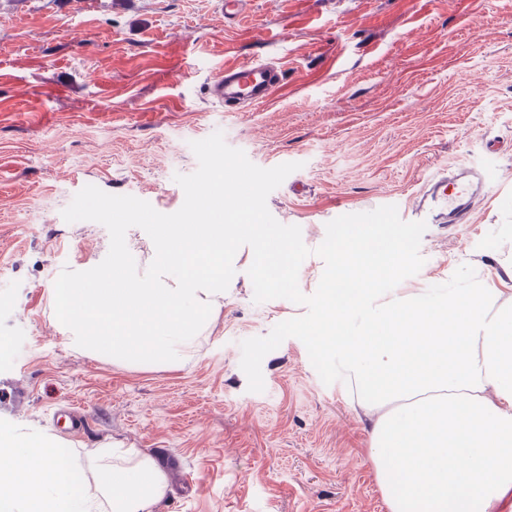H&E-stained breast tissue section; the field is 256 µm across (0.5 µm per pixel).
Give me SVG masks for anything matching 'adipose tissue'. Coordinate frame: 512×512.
Wrapping results in <instances>:
<instances>
[{
  "instance_id": "1",
  "label": "adipose tissue",
  "mask_w": 512,
  "mask_h": 512,
  "mask_svg": "<svg viewBox=\"0 0 512 512\" xmlns=\"http://www.w3.org/2000/svg\"><path fill=\"white\" fill-rule=\"evenodd\" d=\"M336 272L307 330L335 351L371 421L390 512H493L512 494V300L495 283L384 299L407 239L398 224H345ZM0 436V512H153L166 478L139 450ZM98 496H91L88 481Z\"/></svg>"
}]
</instances>
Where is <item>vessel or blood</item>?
I'll use <instances>...</instances> for the list:
<instances>
[{"label": "vessel or blood", "mask_w": 512, "mask_h": 512, "mask_svg": "<svg viewBox=\"0 0 512 512\" xmlns=\"http://www.w3.org/2000/svg\"><path fill=\"white\" fill-rule=\"evenodd\" d=\"M286 68L268 62H247L222 66L214 71L207 84V95L227 108L267 104L284 85ZM429 194L419 200L420 213L433 222L452 223L462 213L474 193L468 169L441 177L430 184Z\"/></svg>", "instance_id": "obj_1"}]
</instances>
